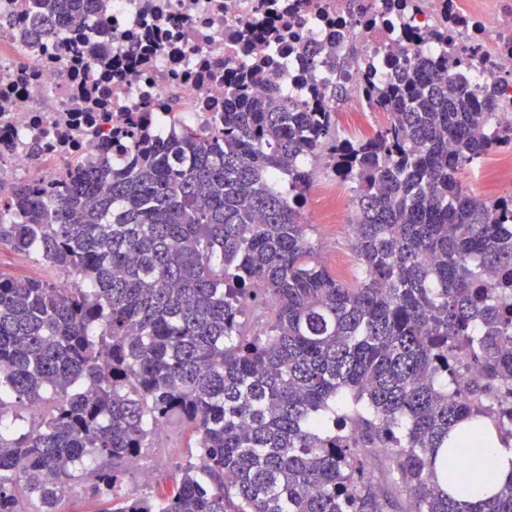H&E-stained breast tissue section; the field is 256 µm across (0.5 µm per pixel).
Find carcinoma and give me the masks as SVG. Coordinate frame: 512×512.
Instances as JSON below:
<instances>
[{"label":"carcinoma","instance_id":"carcinoma-1","mask_svg":"<svg viewBox=\"0 0 512 512\" xmlns=\"http://www.w3.org/2000/svg\"><path fill=\"white\" fill-rule=\"evenodd\" d=\"M37 0L52 28L63 5ZM370 88L389 122L359 139L336 113L229 83L224 129L131 131L134 159L0 192V245L62 281L0 273V512H385L361 459L385 451L403 512H512L472 440H512V196L460 174L512 147L495 101L432 66ZM329 152L353 191L364 278L320 261L303 212ZM271 310L249 335L244 305ZM179 417L194 452L141 496L131 462Z\"/></svg>","mask_w":512,"mask_h":512}]
</instances>
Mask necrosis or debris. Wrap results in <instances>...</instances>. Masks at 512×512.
<instances>
[{
  "instance_id": "necrosis-or-debris-1",
  "label": "necrosis or debris",
  "mask_w": 512,
  "mask_h": 512,
  "mask_svg": "<svg viewBox=\"0 0 512 512\" xmlns=\"http://www.w3.org/2000/svg\"><path fill=\"white\" fill-rule=\"evenodd\" d=\"M30 2L0 0V189L125 163L135 124L211 132L244 62L263 74L253 93L360 127L400 49L460 58L463 83L493 91L512 126V0H108L36 38Z\"/></svg>"
}]
</instances>
